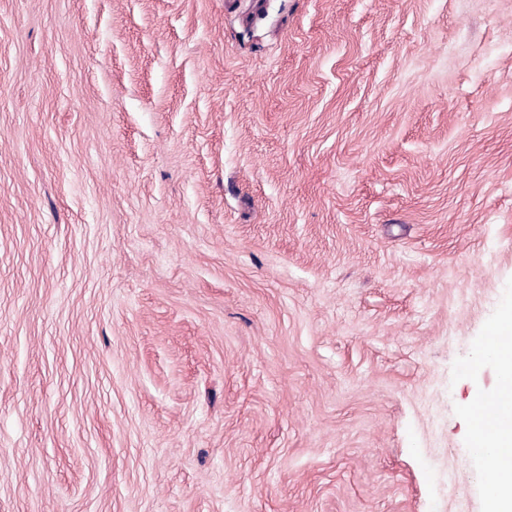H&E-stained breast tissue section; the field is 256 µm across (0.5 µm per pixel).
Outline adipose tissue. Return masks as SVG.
<instances>
[{"mask_svg":"<svg viewBox=\"0 0 512 512\" xmlns=\"http://www.w3.org/2000/svg\"><path fill=\"white\" fill-rule=\"evenodd\" d=\"M491 331L499 338L494 352L478 347L469 361L471 373L486 364L496 368V395L504 405L496 410V427L484 437H473L471 453L487 465L492 474L486 489V512H512V307H506Z\"/></svg>","mask_w":512,"mask_h":512,"instance_id":"adipose-tissue-1","label":"adipose tissue"}]
</instances>
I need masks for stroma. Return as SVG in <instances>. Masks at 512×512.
<instances>
[{
  "label": "stroma",
  "instance_id": "stroma-1",
  "mask_svg": "<svg viewBox=\"0 0 512 512\" xmlns=\"http://www.w3.org/2000/svg\"><path fill=\"white\" fill-rule=\"evenodd\" d=\"M512 0H0V512H484Z\"/></svg>",
  "mask_w": 512,
  "mask_h": 512
}]
</instances>
